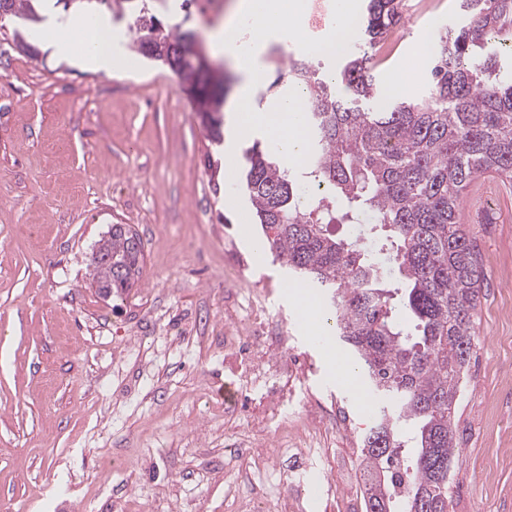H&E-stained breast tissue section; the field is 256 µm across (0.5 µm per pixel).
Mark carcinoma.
<instances>
[{
    "mask_svg": "<svg viewBox=\"0 0 512 512\" xmlns=\"http://www.w3.org/2000/svg\"><path fill=\"white\" fill-rule=\"evenodd\" d=\"M133 11V48L149 56L151 42L178 44L176 27L158 30L151 0H72L96 19L92 2ZM36 0H0L11 18L35 22ZM459 22L441 33L426 101L371 106L372 55L401 20V0H369L358 27L363 53L333 79L304 59L288 73L306 90L312 151L307 167L319 195L298 196L299 182L259 141L244 154L243 184L264 243L288 266L293 281L316 288L335 316L333 331L370 386L389 404L361 438L365 512H449L448 490L458 453L452 414L460 379L475 347L474 316L484 278L469 234L458 222L465 190L484 172L512 182V76L489 80L494 55H478L497 40L512 48V0H458ZM189 91L206 137L224 138L225 80L192 69ZM374 215L382 235L366 251L330 233L336 218ZM93 281L107 298L141 278L144 249L126 224L99 240ZM398 274L390 288L382 261ZM414 322L408 329L399 318ZM412 443V459L399 450Z\"/></svg>",
    "mask_w": 512,
    "mask_h": 512,
    "instance_id": "1",
    "label": "carcinoma"
}]
</instances>
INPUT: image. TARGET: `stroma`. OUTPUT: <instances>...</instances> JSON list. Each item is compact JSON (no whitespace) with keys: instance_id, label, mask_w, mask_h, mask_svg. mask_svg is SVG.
<instances>
[{"instance_id":"1","label":"stroma","mask_w":512,"mask_h":512,"mask_svg":"<svg viewBox=\"0 0 512 512\" xmlns=\"http://www.w3.org/2000/svg\"><path fill=\"white\" fill-rule=\"evenodd\" d=\"M405 2L376 86L402 76L409 99L425 100L421 46L457 23V0L420 18ZM153 7L221 61L224 12ZM103 17L130 58L109 76L54 57L32 31L28 52L0 30V512H278L305 410L321 450L312 474H361L373 415L330 376L342 345L310 334L284 268L253 251L242 156L209 143L179 77L134 52L132 17ZM476 206L485 277L450 512H512V183L495 181ZM115 224L141 237L143 274L104 299L91 256ZM229 326L256 376L234 375Z\"/></svg>"}]
</instances>
